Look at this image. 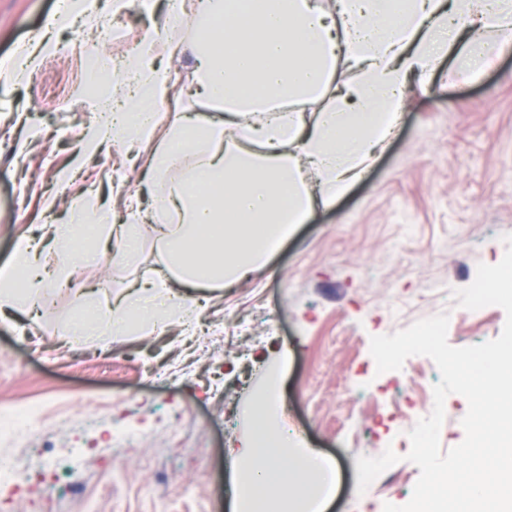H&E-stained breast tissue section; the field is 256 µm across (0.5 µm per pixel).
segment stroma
<instances>
[{
  "label": "stroma",
  "mask_w": 512,
  "mask_h": 512,
  "mask_svg": "<svg viewBox=\"0 0 512 512\" xmlns=\"http://www.w3.org/2000/svg\"><path fill=\"white\" fill-rule=\"evenodd\" d=\"M169 0L122 11V33L106 38L110 0L75 26L55 25L59 0H0V63L11 65L41 36L57 51L29 79L0 84V269L19 239L44 243L89 189L110 197L122 182L149 207L160 190L142 175L155 149L84 154L98 98L81 94L84 57L121 70L145 28L160 23ZM179 93L157 131L182 113L202 111L191 56L158 53ZM77 168L79 185L60 179ZM512 234V50L491 56L480 77L452 50L405 91L402 120L385 149L334 207L294 225L281 247L248 280L199 291L197 333L179 324L133 329L108 347L69 344L80 315L58 294L47 316L21 311L0 318V409L36 404L38 432L0 455L23 458L24 489L0 512H234L248 458L249 413L273 371L300 430L307 456L332 459L338 492L327 512H383L406 504L419 468L408 461L415 415L393 419L396 406L422 405L440 373L409 357L401 370L377 373L370 339L449 311L455 347L497 338L505 313L458 307L451 296L471 284L481 263L503 257ZM164 267L157 241L143 240L140 261L111 257L85 263L86 282L107 281L122 295L146 272ZM273 324H266L265 315ZM136 433L130 448L113 434ZM400 457L358 493L357 457L386 449Z\"/></svg>",
  "instance_id": "35a3bbf8"
}]
</instances>
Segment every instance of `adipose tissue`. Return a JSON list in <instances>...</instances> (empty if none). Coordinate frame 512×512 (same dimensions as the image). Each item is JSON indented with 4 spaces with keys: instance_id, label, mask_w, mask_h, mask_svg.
I'll return each instance as SVG.
<instances>
[{
    "instance_id": "adipose-tissue-1",
    "label": "adipose tissue",
    "mask_w": 512,
    "mask_h": 512,
    "mask_svg": "<svg viewBox=\"0 0 512 512\" xmlns=\"http://www.w3.org/2000/svg\"><path fill=\"white\" fill-rule=\"evenodd\" d=\"M188 25L196 30L190 42L182 35ZM477 25L498 32L490 52L511 46L512 0H468L454 11L446 0H336L332 14L319 0L262 7L200 0L190 12L175 0L162 24L141 36L129 103L104 113L85 135L89 153L151 141L159 109L177 98L167 72L153 68L154 53L162 45L173 56L192 54L198 94L209 109L183 114L149 159L161 206L141 212L137 194L125 193L131 220L116 227L111 209L89 195L54 232L59 241L89 235L111 244L119 260L135 258L145 234H153L168 258L165 273L144 277L119 299H95L70 328L71 338L104 341L106 322L113 334H128L133 315L154 328L173 314L191 322L193 291L246 279L287 227L334 204L360 178L395 134L411 78L427 75L449 40ZM341 60L356 79L337 82ZM315 103L320 111L307 117ZM188 156L189 179L173 178ZM85 261L63 253L47 270L37 246L19 241L11 271L0 272V309L46 307L53 286L76 281ZM251 426L255 464L248 479L255 494L278 484L317 497V488L271 466L288 442L275 437L260 409L252 410Z\"/></svg>"
}]
</instances>
